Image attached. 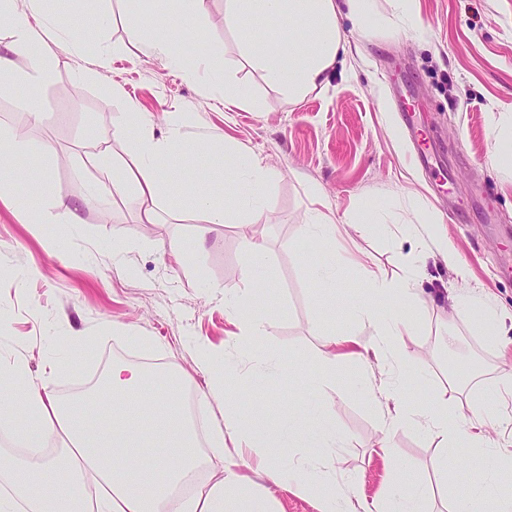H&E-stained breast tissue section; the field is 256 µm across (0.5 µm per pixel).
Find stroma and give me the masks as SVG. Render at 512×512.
Masks as SVG:
<instances>
[{"label":"stroma","instance_id":"obj_1","mask_svg":"<svg viewBox=\"0 0 512 512\" xmlns=\"http://www.w3.org/2000/svg\"><path fill=\"white\" fill-rule=\"evenodd\" d=\"M47 6L74 27L90 23L107 66L99 68L92 55L76 59L53 43L47 84L34 90L0 85V133L29 147L10 173L18 191L37 203L28 174L42 171L52 199L76 207L80 217L76 224H32L25 211L0 202V367L19 356L36 375L47 363L62 362L51 386L66 402L88 396L89 380L105 377V352L115 362L156 361L200 390L206 380L195 369L193 349L203 340L223 354L230 387L265 396L268 425L287 413L288 399L322 403L314 385L296 384L299 374L313 372L322 331L347 328L366 338L372 330L353 312L354 300L369 288L358 268L343 267L334 308L318 303L313 265L329 247L300 231L317 195L341 231L352 234L370 269L393 282L417 274L425 300L410 312L415 334L396 339L414 358L410 370L356 358L336 363L331 409L345 435L336 451V480L372 503L384 495L390 470L403 466L433 484L444 467L447 488L434 493L425 512H448L450 495L466 486V471L457 462L443 464L438 439L426 431L387 430L382 390L388 380L398 381L420 404L452 384L466 414L484 386L512 371V330L506 347L489 345L469 312L452 306L454 299L482 293L512 309V275L503 273L512 267V236L505 232L512 227V176L494 161L512 152L496 128L501 111L512 110V0H410L411 25L393 0H374L380 21L372 27H354L340 15L351 51L340 58L328 90L299 100L269 84L243 50L247 33L266 43L287 36L285 25L276 21L250 32L230 25L224 0H204L197 14L194 41L207 46L205 83L184 80L162 57L144 54L150 33L132 29L124 0H48ZM102 13L108 22L99 27ZM402 98L412 122L398 110ZM23 100L38 107L40 122L20 112ZM133 104L155 135L173 125L188 140L204 131L272 171L271 210L256 223L243 212L227 224L205 223L191 198L217 189L220 165L195 155L181 160L184 174L171 197L154 200L156 223H141L144 201L114 190L90 161L98 146L116 160H131L138 133L115 136L113 121ZM416 128L440 150L432 168L415 159ZM47 139L54 143L48 155L41 150ZM375 209L385 213V223L355 234L354 223ZM419 227L442 239L463 270L423 250ZM248 238L267 243L261 277L273 289L258 308L263 335L242 346L228 337L236 326L224 313V296L253 285L244 276ZM172 240L186 249L185 262L163 254ZM118 241L125 249L117 258L112 245ZM209 283L218 292H207ZM447 329L458 338L451 348L439 340ZM74 336L88 342L85 353L73 351ZM136 336L150 337L151 346L133 344ZM385 432L391 446L382 455L371 443Z\"/></svg>","mask_w":512,"mask_h":512}]
</instances>
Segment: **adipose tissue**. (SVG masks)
<instances>
[{"instance_id":"adipose-tissue-1","label":"adipose tissue","mask_w":512,"mask_h":512,"mask_svg":"<svg viewBox=\"0 0 512 512\" xmlns=\"http://www.w3.org/2000/svg\"><path fill=\"white\" fill-rule=\"evenodd\" d=\"M46 0H29V13H20L17 0H0V22L11 28L10 53L29 58V67L21 76L22 84L37 87L51 76L48 55L42 51L45 35H52L75 57H83L94 48L79 36L72 25L59 16L45 15ZM172 12L160 0H134L130 10L133 29L149 28L153 36L148 52L164 56L185 78L199 76L201 64L189 60V40L196 33L192 5ZM348 10L361 24L372 23L368 0H224V18L239 26L244 21L275 18L288 29L287 38L263 46L246 40V54L252 55L266 80L284 89L289 98L325 89L340 54L345 53L337 25L341 10ZM40 16L31 25L28 15ZM9 53V55H10ZM9 55L0 54V73H11ZM138 129L136 152L131 164L118 166L109 150L96 152L95 161L107 171L113 186H133L148 201L167 190L179 167L174 160L192 152L180 127H171L163 137L152 129L136 108L121 113L116 135ZM269 170L255 163L234 160L225 180L233 197L251 218H261L271 208L264 186ZM370 292L361 298L356 310L373 330L363 340L351 333H325L318 358L320 370L317 389L327 395L336 390L332 369L341 351L362 359L391 355L395 365L409 369L410 355L395 349L396 336L411 334L415 323L408 320L404 308L419 303L411 280L393 283L370 275ZM386 301L384 312H377L375 297ZM262 294L245 291L229 305V316L238 327L235 342L245 343L261 335L263 324L255 308ZM198 369L210 377L201 400L217 403L221 419L215 422L208 448H200L192 419L180 399L186 384L183 374L147 369L131 364L113 363L106 388L97 397L105 415L97 423H88L82 406L62 403L49 387L56 366L43 374H28L24 362L10 369L4 395L0 396V423L25 447L31 448V461L18 463L0 456V475L11 484L10 493L0 496V512H274L269 485L313 499L319 512H358L352 491L338 485L335 450L343 441L328 406L311 411L296 405L275 432H268L262 421L265 400L260 396L231 394L224 378L217 376L218 356L204 343L195 346ZM388 398L393 406L387 412L391 425L422 424L439 438L444 450L466 444L470 450L464 468L468 474L465 490L457 500L456 512H512V449L492 445L487 431L496 422V402L512 399V376H502L489 384L482 403L471 414L458 411L447 391H436L422 409H413L396 385H389ZM26 418L18 421L15 410ZM64 446L59 456L42 455L48 441ZM238 450L260 449L255 464L258 479L240 470L241 463L229 458L227 444ZM312 448L314 465L283 463L284 449ZM219 466L222 475L201 483L198 472ZM432 486L418 483L408 469H400L387 497L374 504V512H423L422 504Z\"/></svg>"}]
</instances>
